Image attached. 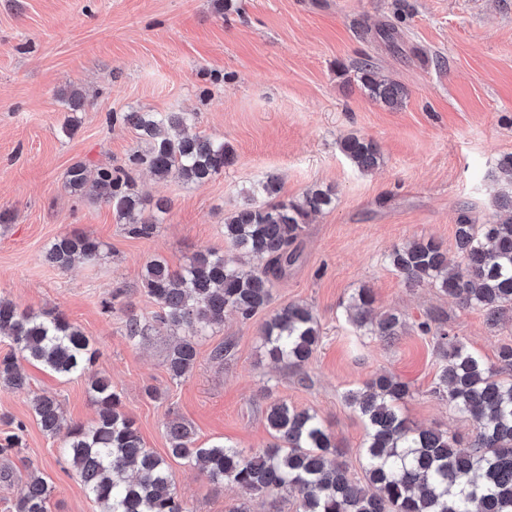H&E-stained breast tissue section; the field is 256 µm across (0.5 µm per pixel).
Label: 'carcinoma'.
<instances>
[{
  "instance_id": "carcinoma-1",
  "label": "carcinoma",
  "mask_w": 512,
  "mask_h": 512,
  "mask_svg": "<svg viewBox=\"0 0 512 512\" xmlns=\"http://www.w3.org/2000/svg\"><path fill=\"white\" fill-rule=\"evenodd\" d=\"M358 81L389 108L406 98L403 86L380 78L368 61L360 66ZM120 119L139 131L145 143L130 163L147 167L159 179L175 170L183 181L202 184L233 163V150L222 140L170 135L186 128L192 120L188 112L133 111ZM340 147L362 171L381 161L371 140L349 135ZM493 181L499 185L496 218L477 224L466 212L458 217L455 244L462 268H451L440 245L421 238L394 248L385 261L405 286L436 288L460 307L482 311L487 325L496 328L512 318V154L498 160ZM65 188L111 207L131 237L150 238L158 232V217L137 216L143 199L131 172L122 167L74 163L65 173ZM279 193L278 179L269 176L242 190L240 205L224 217V240L244 256L265 260L264 266L246 269L216 250L194 254L177 270L161 257L146 262L142 287L159 307L155 321L183 332L167 359L172 378L193 370L199 341L222 326L226 314L249 320L269 306L273 280L301 257L297 242L304 225L334 202L329 188L311 189L291 200L279 199ZM105 257L101 241L75 232L56 238L45 254L60 269L77 259ZM375 303L370 289H358L347 305L349 322L362 334L392 344L406 333L407 322L396 312H376ZM151 329L145 318L125 311L128 339L144 337ZM419 329L435 336L445 360L432 393L474 423L468 450L459 449L454 436L410 426L401 412L412 397L409 385L381 374L346 395L366 427L361 480L349 475L318 415L285 401L267 409L274 442L261 451L246 453L225 442L199 445L192 427L173 419L167 423L169 456L200 466L215 485L231 484L257 496L290 494L296 512H512V344H502L496 362L489 363L450 334L443 319L422 322ZM0 335L15 345V351L0 357V387L11 390L28 386L23 360L72 377L86 374L99 357L91 340L61 313L25 310L1 296ZM260 335L271 362L299 370L320 342L317 319L303 303L275 311ZM91 392L96 419L89 425L66 422L59 402L48 396L34 397L32 410L42 431L61 440L65 459L101 512H189L167 460L146 448L111 380L93 376ZM9 424L13 430L0 439L1 455L22 447L25 425ZM51 493L46 480L31 475L15 512H48Z\"/></svg>"
}]
</instances>
